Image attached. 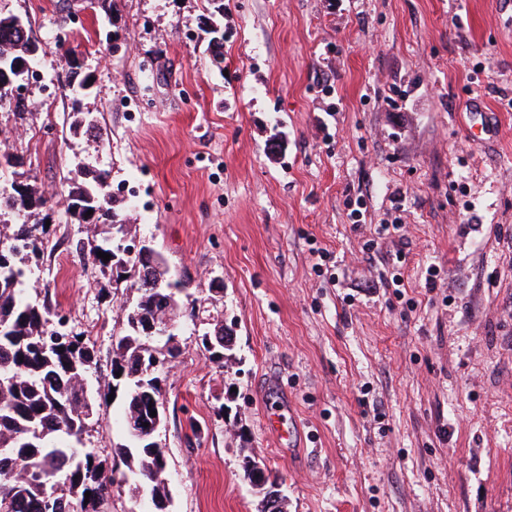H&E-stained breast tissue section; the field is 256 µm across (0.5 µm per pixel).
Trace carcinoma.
<instances>
[{"label": "carcinoma", "mask_w": 512, "mask_h": 512, "mask_svg": "<svg viewBox=\"0 0 512 512\" xmlns=\"http://www.w3.org/2000/svg\"><path fill=\"white\" fill-rule=\"evenodd\" d=\"M19 16L0 11V83L18 85L24 73L17 62L34 63L30 33L18 26ZM78 59L70 52L58 60V82L64 91L77 92L72 84ZM48 199L25 181L11 183L0 193V216L23 218L12 225L8 246L0 247V512H109L113 467L79 448L96 412L97 397L84 393L83 380L98 362L95 345L79 335L69 340L61 329L64 317L47 300L34 296L27 286L26 257L43 245L46 224L41 213ZM96 213L94 228L112 230L122 223L104 187L90 180L69 183L67 210L85 223L84 209ZM97 239L77 244V249L106 271L115 261L97 255ZM123 274L129 288L139 293L128 307L121 306L124 334L112 348L111 374L125 375L124 421L147 422L149 407L165 410L160 385L139 386L141 369L155 361L163 366L162 353L174 356L175 346L160 344L134 330L135 323L155 318L168 299L178 300L181 283L161 281L158 288L140 287L138 260L124 259ZM128 472L122 481L143 487L159 503L152 512H166L167 461L163 448H142L134 439L124 446ZM90 497H85L86 492Z\"/></svg>", "instance_id": "carcinoma-1"}]
</instances>
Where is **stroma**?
I'll list each match as a JSON object with an SVG mask.
<instances>
[{
    "mask_svg": "<svg viewBox=\"0 0 512 512\" xmlns=\"http://www.w3.org/2000/svg\"><path fill=\"white\" fill-rule=\"evenodd\" d=\"M62 1L81 25L60 28ZM0 9L29 21L47 77L65 48L94 77L75 98L28 85L24 111L0 102V189L21 173L49 199L29 283L97 331L84 450L125 472L111 344L137 297L75 249L89 227L65 198L86 166L195 301L160 371L170 512H258L247 455L285 512H512V0ZM76 104L95 132L72 133ZM397 215L401 241L365 252ZM219 314L235 327L220 364L200 340ZM270 404L288 445L262 425Z\"/></svg>",
    "mask_w": 512,
    "mask_h": 512,
    "instance_id": "stroma-1",
    "label": "stroma"
}]
</instances>
